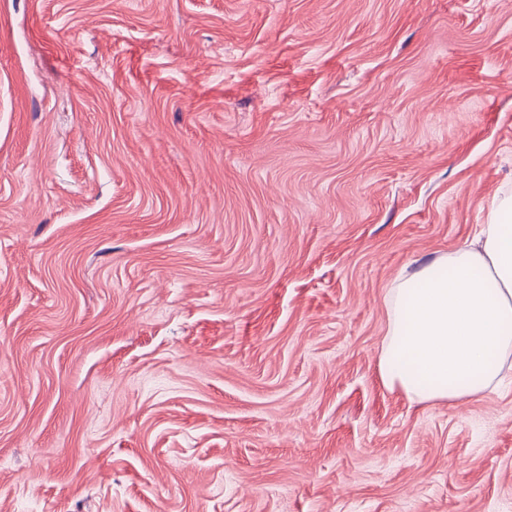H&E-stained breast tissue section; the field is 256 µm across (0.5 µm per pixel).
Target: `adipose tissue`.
<instances>
[{
	"instance_id": "1",
	"label": "adipose tissue",
	"mask_w": 512,
	"mask_h": 512,
	"mask_svg": "<svg viewBox=\"0 0 512 512\" xmlns=\"http://www.w3.org/2000/svg\"><path fill=\"white\" fill-rule=\"evenodd\" d=\"M379 353L384 386L412 403L494 391L512 368V195L463 247L389 288Z\"/></svg>"
}]
</instances>
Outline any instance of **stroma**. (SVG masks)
<instances>
[{
	"label": "stroma",
	"instance_id": "1",
	"mask_svg": "<svg viewBox=\"0 0 512 512\" xmlns=\"http://www.w3.org/2000/svg\"><path fill=\"white\" fill-rule=\"evenodd\" d=\"M504 192L512 0H0V512H512L378 373Z\"/></svg>",
	"mask_w": 512,
	"mask_h": 512
}]
</instances>
